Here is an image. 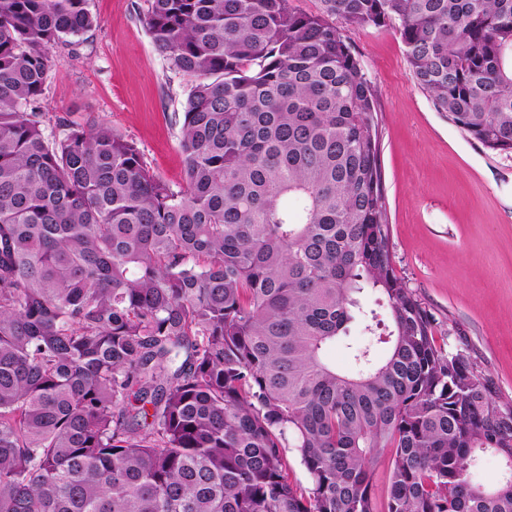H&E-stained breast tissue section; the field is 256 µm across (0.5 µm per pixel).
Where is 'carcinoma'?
<instances>
[{
	"instance_id": "carcinoma-1",
	"label": "carcinoma",
	"mask_w": 512,
	"mask_h": 512,
	"mask_svg": "<svg viewBox=\"0 0 512 512\" xmlns=\"http://www.w3.org/2000/svg\"><path fill=\"white\" fill-rule=\"evenodd\" d=\"M189 82L175 185L93 119L45 126L88 0H0V512H512V405L393 267L376 95L336 17L512 153V0H147ZM365 281L381 361L325 355ZM486 452L509 477L471 471ZM309 485L288 476V454Z\"/></svg>"
}]
</instances>
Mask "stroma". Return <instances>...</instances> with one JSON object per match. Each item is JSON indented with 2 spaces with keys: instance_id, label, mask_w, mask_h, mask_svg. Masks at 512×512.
<instances>
[{
  "instance_id": "35a3bbf8",
  "label": "stroma",
  "mask_w": 512,
  "mask_h": 512,
  "mask_svg": "<svg viewBox=\"0 0 512 512\" xmlns=\"http://www.w3.org/2000/svg\"><path fill=\"white\" fill-rule=\"evenodd\" d=\"M147 0H89L96 28L53 48L46 124L94 118L133 140L152 169L183 178L179 147L187 82L141 21ZM344 33L377 98L380 160L394 269L432 316L437 336L467 345L502 402L512 404V155L486 149L419 89L395 27ZM381 360L364 322L328 350Z\"/></svg>"
}]
</instances>
